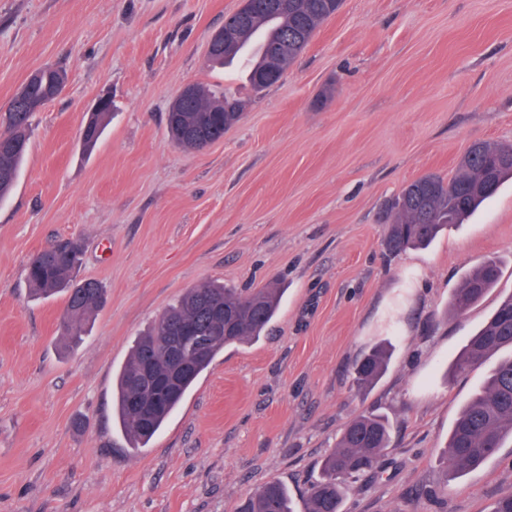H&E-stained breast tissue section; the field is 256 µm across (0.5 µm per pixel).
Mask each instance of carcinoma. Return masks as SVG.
I'll list each match as a JSON object with an SVG mask.
<instances>
[{
  "label": "carcinoma",
  "instance_id": "cac0c4a2",
  "mask_svg": "<svg viewBox=\"0 0 512 512\" xmlns=\"http://www.w3.org/2000/svg\"><path fill=\"white\" fill-rule=\"evenodd\" d=\"M277 0H250L245 7L224 18V27L238 32L237 43L222 51L213 50L206 63L225 66L248 38L270 26L266 44L276 43L284 54L274 63L276 77L291 66L319 26L333 16L342 0H291L280 12ZM265 53H260L248 75V85L260 92L272 85ZM65 77L57 69L35 70L0 113V198L15 185L23 163L36 112L57 98ZM199 95L183 104L182 111L167 113V126L174 143L187 151L205 148L224 137V131L239 122L245 102L227 92H215L201 85ZM112 112H94L82 129L85 151L97 144ZM512 145L476 142L460 158L454 175L447 181L435 175L420 177L398 194L401 206L392 209L385 244L400 253L430 244L448 228L465 223L503 183L512 179ZM81 264L80 245L70 238L57 240L30 259L27 274L33 292L49 297L66 295L64 339L78 344L83 339L90 315L104 302L100 285L76 279ZM500 264L487 258L467 270L449 301V313L462 315L496 285ZM282 289L270 281L243 295L233 288L203 282L187 289L178 301L161 313L147 332L135 338L130 355L116 376L113 413L125 430L131 449L148 446L173 411L192 389L215 357L229 346L259 338L274 318ZM191 325L206 347L205 356L183 374L172 392L159 390V409L142 419L132 408L139 395L140 380L147 367L162 373L172 346L173 329ZM512 350V294L500 300L491 316L470 337L455 363L463 372L483 364L489 357ZM388 361L384 348L376 347L358 361L354 377L367 387L383 374ZM512 438V357L498 361L489 371L481 390L467 403L454 421L443 452L444 464L456 475L475 469L493 457ZM388 421L379 415L360 414L342 432L336 448L322 463V477L307 491L306 512H342L346 486L375 471L390 446ZM238 512H293L286 487L271 481L250 496Z\"/></svg>",
  "mask_w": 512,
  "mask_h": 512
}]
</instances>
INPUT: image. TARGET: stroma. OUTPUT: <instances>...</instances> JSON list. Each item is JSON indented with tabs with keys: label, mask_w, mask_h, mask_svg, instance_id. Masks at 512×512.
<instances>
[{
	"label": "stroma",
	"mask_w": 512,
	"mask_h": 512,
	"mask_svg": "<svg viewBox=\"0 0 512 512\" xmlns=\"http://www.w3.org/2000/svg\"><path fill=\"white\" fill-rule=\"evenodd\" d=\"M241 0H0V107L34 70L65 75L0 200V512H236L270 481L295 512L347 424L380 414L391 446L344 512H490L512 488V440L448 475L450 428L486 366L451 374L512 293V183L429 247L389 253L390 205L425 173L453 176L476 141L512 144V0H344L264 91L209 68ZM188 83L247 106L194 152L165 115ZM114 116L91 155L96 101ZM81 238L80 278L105 288L85 341L63 345L65 298L32 296L27 264ZM498 283L461 316L453 288L486 258ZM286 293L259 340L218 355L148 447L112 410L116 370L188 288ZM386 342L388 368L353 366ZM388 361L384 348L376 347L358 361L354 368V377L359 387H367L375 383L383 374Z\"/></svg>",
	"instance_id": "stroma-1"
}]
</instances>
